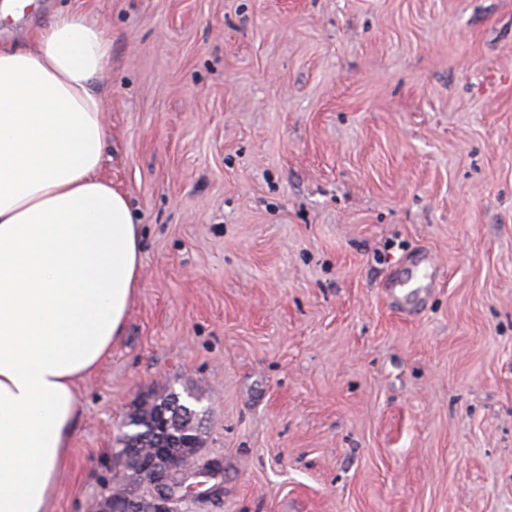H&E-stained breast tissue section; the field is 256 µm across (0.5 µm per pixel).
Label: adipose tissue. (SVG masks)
<instances>
[{
  "instance_id": "adipose-tissue-1",
  "label": "adipose tissue",
  "mask_w": 512,
  "mask_h": 512,
  "mask_svg": "<svg viewBox=\"0 0 512 512\" xmlns=\"http://www.w3.org/2000/svg\"><path fill=\"white\" fill-rule=\"evenodd\" d=\"M111 56L106 27L71 10L0 45V512H48L77 386L141 286L139 226L101 175Z\"/></svg>"
}]
</instances>
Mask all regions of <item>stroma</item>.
Masks as SVG:
<instances>
[{"instance_id": "35a3bbf8", "label": "stroma", "mask_w": 512, "mask_h": 512, "mask_svg": "<svg viewBox=\"0 0 512 512\" xmlns=\"http://www.w3.org/2000/svg\"><path fill=\"white\" fill-rule=\"evenodd\" d=\"M63 6L112 38L142 267L51 512L117 489L118 424L172 391L221 466L180 512H512V0H33L0 43ZM418 265L416 270L411 272L404 278H400L396 273L390 278L388 288L385 292V297L389 304L403 315H409L411 311L406 309L403 305V300L410 294L418 291L420 288H424L421 283L422 279L425 278L424 274L418 273Z\"/></svg>"}]
</instances>
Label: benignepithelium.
Listing matches in <instances>:
<instances>
[{
  "mask_svg": "<svg viewBox=\"0 0 512 512\" xmlns=\"http://www.w3.org/2000/svg\"><path fill=\"white\" fill-rule=\"evenodd\" d=\"M163 420L184 432L199 430L202 424L196 412L175 404L163 413ZM200 446L201 437L195 435L183 454L150 448L144 463L124 453L116 456L122 482L119 489L122 512H178L176 505L193 496L200 486L194 479L214 476L220 471L215 462L199 464Z\"/></svg>",
  "mask_w": 512,
  "mask_h": 512,
  "instance_id": "7a95c632",
  "label": "benign epithelium"
}]
</instances>
